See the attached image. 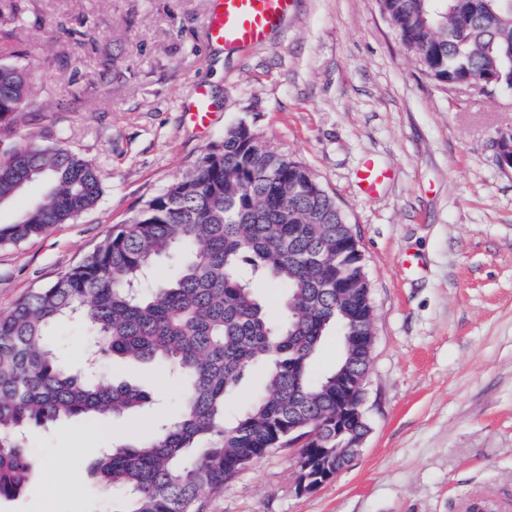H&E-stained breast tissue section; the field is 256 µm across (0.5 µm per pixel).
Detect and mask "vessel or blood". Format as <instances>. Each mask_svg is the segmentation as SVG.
<instances>
[{
    "instance_id": "obj_1",
    "label": "vessel or blood",
    "mask_w": 512,
    "mask_h": 512,
    "mask_svg": "<svg viewBox=\"0 0 512 512\" xmlns=\"http://www.w3.org/2000/svg\"><path fill=\"white\" fill-rule=\"evenodd\" d=\"M294 5L295 0H210L206 40L227 50L264 46L292 14ZM183 110L198 130L208 129L215 116L209 87L197 84Z\"/></svg>"
}]
</instances>
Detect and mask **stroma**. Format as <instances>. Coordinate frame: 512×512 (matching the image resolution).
I'll return each mask as SVG.
<instances>
[{
  "label": "stroma",
  "mask_w": 512,
  "mask_h": 512,
  "mask_svg": "<svg viewBox=\"0 0 512 512\" xmlns=\"http://www.w3.org/2000/svg\"><path fill=\"white\" fill-rule=\"evenodd\" d=\"M17 2L9 49L32 106L0 153L63 145L94 164L102 193L75 221L0 246V314L248 122L312 169L359 242L376 314L370 432L317 492L297 493L293 451L280 448L203 492L202 512H512V171L494 151L512 133V93L431 82L377 0H297L271 43L233 56L206 41L209 0ZM200 82L216 111L203 133L182 112ZM368 162L391 173L373 195L358 186ZM50 340L80 369V321L57 323ZM156 414L30 428L38 471L0 512H112L89 467L113 442L146 437Z\"/></svg>",
  "instance_id": "stroma-1"
}]
</instances>
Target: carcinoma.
<instances>
[{
    "label": "carcinoma",
    "mask_w": 512,
    "mask_h": 512,
    "mask_svg": "<svg viewBox=\"0 0 512 512\" xmlns=\"http://www.w3.org/2000/svg\"><path fill=\"white\" fill-rule=\"evenodd\" d=\"M406 53L438 85L448 76L512 74V10L499 0H378ZM15 0H0V40L16 28ZM0 51V130L13 132L30 108L28 74ZM38 179L49 189L18 219L0 225L17 244L93 208L101 184L93 163L61 145L27 141L0 156V205ZM346 215L305 164L260 140L240 121L224 144L127 226L112 230L79 265L0 316V500L34 478L26 429L72 418L137 414L159 394L126 381L102 384L73 373L47 340L77 318L103 355L156 363L180 389V409L138 443L102 452L90 474L123 512H200V493L220 490L238 470L288 447V420L336 414L338 373L363 370L359 337L374 321L361 254ZM164 260L174 270L161 271ZM284 290L278 318L264 311L256 282ZM331 330L350 337L323 376L310 362ZM262 369L263 387L236 415L226 403ZM336 438L318 441L336 460Z\"/></svg>",
    "instance_id": "cac0c4a2"
}]
</instances>
